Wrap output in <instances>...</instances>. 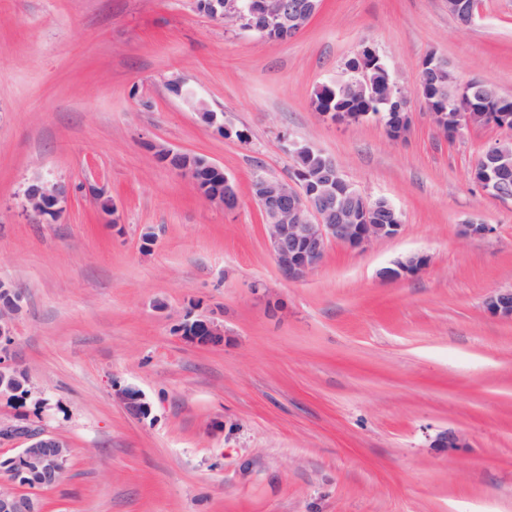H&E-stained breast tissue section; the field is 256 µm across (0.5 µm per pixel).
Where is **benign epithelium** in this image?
Wrapping results in <instances>:
<instances>
[{
    "label": "benign epithelium",
    "mask_w": 512,
    "mask_h": 512,
    "mask_svg": "<svg viewBox=\"0 0 512 512\" xmlns=\"http://www.w3.org/2000/svg\"><path fill=\"white\" fill-rule=\"evenodd\" d=\"M208 16L252 33L266 41H288L299 35L319 13L322 0H198ZM448 13L461 24L475 18L471 0H448ZM380 64L376 49L365 44L345 63L342 78L335 81L343 94L374 98L381 103L394 102L398 111L383 121L387 136L405 139L413 125L412 100H421L428 116L440 134L447 139L474 125L470 113L458 109L460 100L486 98L487 84L481 81L461 83L448 61L435 54L425 58L420 69H431L441 77L436 91L428 93L422 83L413 89L401 86L392 76L378 84L370 72ZM169 90L202 120L225 135L231 129L209 103L198 96L181 78L168 83ZM323 116L337 125H352L368 118L366 113L325 112ZM157 156L178 174L188 178L200 193L226 211L238 204L234 182L224 169L204 157L154 146ZM289 151L295 158L293 173L286 178L254 176L252 190L263 217L275 264L286 281L305 280L323 262L329 243L336 242L352 250L363 251L373 242L392 239L400 234L403 221L390 203L373 199L348 181L336 161L309 144L292 141ZM484 174L477 185L488 195L512 201V148L499 142L482 156ZM68 185L51 183L40 177L25 190V198L39 217L56 213L57 205L68 197ZM491 224L470 220L459 227L464 239L487 238L494 234ZM428 259L411 255L379 272V278L393 282L421 272ZM25 296L18 288L0 283V395L14 393L29 385L26 373L8 361L11 342V320L20 312ZM488 312L512 320V289L491 293L485 300ZM182 335L201 346L224 342V332L208 320H195L180 325ZM118 397L126 411L137 419L150 414V405L135 388H123ZM18 437L26 442L19 452L0 464V512H41L37 496L16 488L28 481L34 490L52 487L62 476L69 457V447L55 434L21 425H0V437Z\"/></svg>",
    "instance_id": "7a95c632"
}]
</instances>
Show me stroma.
<instances>
[{
	"instance_id": "stroma-1",
	"label": "stroma",
	"mask_w": 512,
	"mask_h": 512,
	"mask_svg": "<svg viewBox=\"0 0 512 512\" xmlns=\"http://www.w3.org/2000/svg\"><path fill=\"white\" fill-rule=\"evenodd\" d=\"M366 44L405 87L433 53L512 96V0H481L467 26L446 0H323L287 43L197 0H0V280L25 293L11 359L31 390L0 396V423L71 449L44 512H512V322L484 307L512 289V201L470 180L512 130L450 141L418 100L402 142L374 118L326 120L314 90ZM176 77L244 139L201 122ZM292 141L391 203L400 234L330 244L306 280H284L252 181L288 176ZM158 144L223 168L238 207L209 203ZM36 176L72 185L57 217L30 215ZM469 220L496 232L460 239ZM415 253L418 275L379 279ZM198 318L223 345L179 334ZM129 386L148 418L117 399Z\"/></svg>"
}]
</instances>
